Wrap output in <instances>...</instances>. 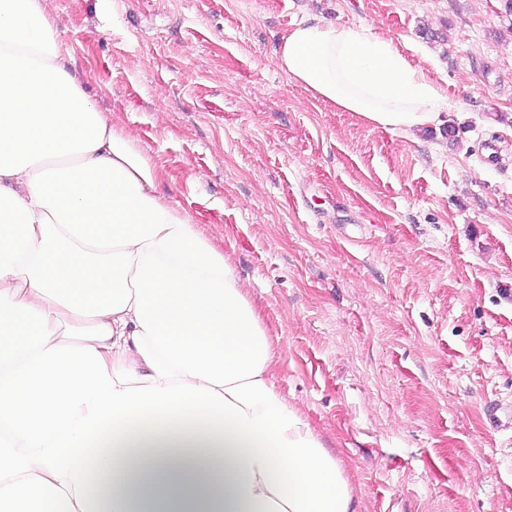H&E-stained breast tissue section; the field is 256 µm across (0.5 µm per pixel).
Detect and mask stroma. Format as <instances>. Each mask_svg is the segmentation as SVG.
<instances>
[{
	"label": "stroma",
	"mask_w": 512,
	"mask_h": 512,
	"mask_svg": "<svg viewBox=\"0 0 512 512\" xmlns=\"http://www.w3.org/2000/svg\"><path fill=\"white\" fill-rule=\"evenodd\" d=\"M364 26L437 84L455 140L364 127L293 84L281 36ZM97 108L218 234L276 381L357 512H512V10L506 0H54Z\"/></svg>",
	"instance_id": "obj_1"
}]
</instances>
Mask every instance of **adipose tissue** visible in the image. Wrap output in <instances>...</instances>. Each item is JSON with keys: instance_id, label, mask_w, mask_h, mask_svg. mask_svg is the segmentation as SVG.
<instances>
[{"instance_id": "ef3b65f1", "label": "adipose tissue", "mask_w": 512, "mask_h": 512, "mask_svg": "<svg viewBox=\"0 0 512 512\" xmlns=\"http://www.w3.org/2000/svg\"><path fill=\"white\" fill-rule=\"evenodd\" d=\"M50 3L0 0V512H356L231 257L98 110ZM275 56L367 126L440 122L370 29L307 19Z\"/></svg>"}]
</instances>
